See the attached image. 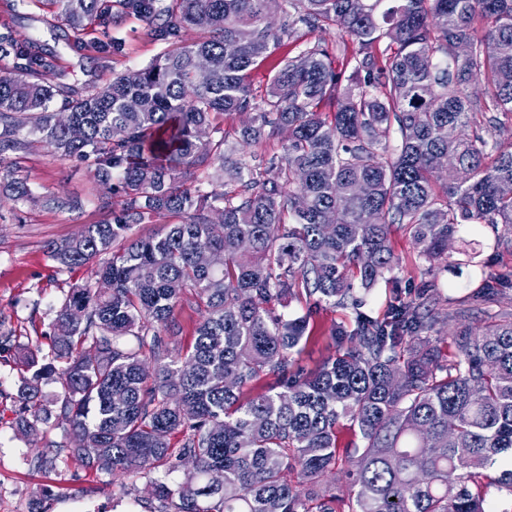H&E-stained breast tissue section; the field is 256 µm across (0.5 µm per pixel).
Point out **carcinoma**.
I'll use <instances>...</instances> for the list:
<instances>
[{
  "mask_svg": "<svg viewBox=\"0 0 512 512\" xmlns=\"http://www.w3.org/2000/svg\"><path fill=\"white\" fill-rule=\"evenodd\" d=\"M46 2L76 40L100 28V52L120 49L110 25L129 17L163 52L73 99L42 80L38 43L0 34V61L13 60L0 67L7 199L37 203L15 172L39 145L93 159L109 210L46 244L64 268L108 256L96 280L109 288L67 295L50 337L63 366L23 384L35 395L56 373L61 392L22 408L17 427L67 421L79 465L145 478L158 512H336L323 480L343 420L362 438L348 512H488L485 484L512 493V311L474 327L471 304L400 298L373 317L359 296L393 276L397 228L430 272L484 267L471 240L462 258L448 253L469 226L501 227L497 247L512 250V137H501L512 121V0H279L277 22L268 0ZM329 26L350 41L338 65L304 42ZM188 28L203 36L184 43ZM286 43L299 51L256 99L251 71ZM284 130L281 155L245 152ZM201 168L213 170L212 189L184 187L181 175ZM161 215L178 222L130 238ZM288 297L352 311L315 371L292 368L309 321L275 314ZM184 299L204 315L174 354L165 333ZM450 318L452 360L440 346ZM264 377L273 382L254 392ZM185 461L193 470L170 483Z\"/></svg>",
  "mask_w": 512,
  "mask_h": 512,
  "instance_id": "carcinoma-1",
  "label": "carcinoma"
}]
</instances>
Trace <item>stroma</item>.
<instances>
[{
	"mask_svg": "<svg viewBox=\"0 0 512 512\" xmlns=\"http://www.w3.org/2000/svg\"><path fill=\"white\" fill-rule=\"evenodd\" d=\"M64 29L46 0H27L22 6L17 0H0V32H12L19 41L35 40L50 49L53 59L47 79L72 98L84 95L92 82L148 64L161 51L144 24L132 18L117 32L120 51L107 55L88 47L99 40L98 32L88 31L79 47L64 40ZM16 176L39 201L20 208L8 201L0 203V333L13 337L12 348L0 352V512H156L158 504L147 494L144 480L95 475L71 459L68 448L73 440L66 433V422H50L45 432L26 436L14 428L31 338L51 333L56 313L74 285L96 281L95 263L72 270L59 268L49 259L45 245L106 217L89 162L65 160L38 146L25 156ZM73 196L81 197L82 209L61 207V200ZM392 239L399 267L393 280L380 282L365 295L363 309L371 316H383L398 296L437 293L457 302L477 293L482 282L477 268H464L459 276L429 274L408 234L398 230ZM478 241L480 258L493 275V306L512 309V252L496 248L495 232L488 226ZM285 310L291 315L310 313L308 338L292 361L308 371L318 369L335 353L331 328L348 320L349 311L323 307L310 312L295 298L288 300ZM46 432L61 443L50 472L40 466Z\"/></svg>",
	"mask_w": 512,
	"mask_h": 512,
	"instance_id": "stroma-1",
	"label": "stroma"
}]
</instances>
